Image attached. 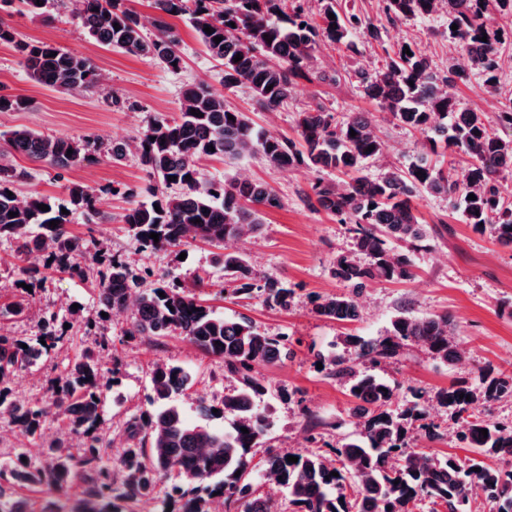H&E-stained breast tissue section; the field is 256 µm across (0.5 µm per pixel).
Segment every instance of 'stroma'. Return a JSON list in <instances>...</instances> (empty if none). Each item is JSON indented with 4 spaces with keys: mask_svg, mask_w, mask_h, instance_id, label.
<instances>
[{
    "mask_svg": "<svg viewBox=\"0 0 512 512\" xmlns=\"http://www.w3.org/2000/svg\"><path fill=\"white\" fill-rule=\"evenodd\" d=\"M348 5L380 26L382 40L360 42L355 54L342 47L320 46L316 51L320 65L323 70L340 72L338 82L299 81L288 104L273 112L261 110L250 90L243 86L230 95L232 105L247 112L265 132L292 138L296 135L297 111L318 102L339 113L375 111V104L362 96L350 74L361 67H382L387 52L402 43H419L440 69L446 68L449 61L465 60L460 47L446 35L445 13L391 24L384 15L383 0H348ZM8 22L26 40L51 42L90 58L100 73L101 86L94 92L54 90L32 80L13 49L0 45V94L18 96L27 102L23 110L0 112V131L27 127L49 136L83 138L94 146L129 142L151 117L177 112L185 84L203 80L215 92L223 90L216 62L206 54L189 23L181 18L173 21L184 57V66L177 72L168 71L154 60L96 43L63 8L51 9L43 16L15 12ZM115 94L122 98V107L112 106L111 97ZM381 137L383 154L365 170L370 177L376 176L384 164L406 162L427 139L424 133L403 129L387 120L381 123ZM13 163L28 173L17 186L23 196L38 193L60 201L66 199V188L74 182L98 190L97 218L90 221L83 214H73L71 231L83 238L94 237L133 268L149 271L147 285L175 276L188 285L195 275L205 276L209 284L200 297L217 313L247 316L268 335L285 336L292 341V361L262 371L271 391L267 403L272 424L260 447L253 449L247 468L258 495L283 500L278 486L263 475L260 461L269 449L287 452L311 447L305 432L308 422L316 424L318 442L313 447L326 455L331 454L338 440L357 433L345 386L318 372L313 355L332 349L337 337L345 333L367 338L384 335L400 301L411 302L418 314H451L465 358L448 367L411 350L400 363L382 369L384 376L397 386L399 397L409 396L414 390L432 393L472 380L478 368L485 366L512 373V249L499 247L475 233L451 213L445 199L429 196L416 202L423 223L432 229L433 240L430 250L417 253L414 258V279L370 287L359 298L360 320L341 325L316 317L311 311L312 299L343 292L344 284L331 275L330 266L337 254L350 250L351 237L333 216L313 210L304 202V194L310 192L319 177L309 166L280 171L252 157L242 158L232 166L218 158L200 163L204 178L218 179L237 172L268 182L279 194L282 206L267 211L263 234L242 237L234 244L260 275L276 278L293 289L290 307L278 310L267 308L258 300L233 295L206 244L195 243L182 251L140 250L123 222L132 200H147L146 189L151 183L135 156L119 162L101 156L70 171L57 170L20 154L14 156ZM44 276L43 285L35 290L25 314L8 320L13 334L34 335L45 312L64 317L74 303L82 306L84 316H96L99 305L90 281L52 268L45 270ZM130 316L127 310L112 316V341L107 347H98L90 336H73L36 366L17 372L12 383L16 402L46 398L51 379L69 361L83 351H96L104 369L118 371L116 383L102 398L104 417L111 420L115 436L106 455L112 463L118 461L125 446L121 435L125 421L146 406L156 364L172 363L191 373L193 385L180 396L179 403L192 422L200 421V407L219 405L225 391L237 385L235 379L225 376L222 361L202 354L182 337L167 336L153 342L126 338L124 331ZM58 438L70 443L75 440L55 416L46 417L42 435L36 439L23 437L8 418H0V465L10 463L19 452L28 463L43 464L49 444Z\"/></svg>",
    "mask_w": 512,
    "mask_h": 512,
    "instance_id": "1",
    "label": "stroma"
}]
</instances>
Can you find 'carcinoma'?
<instances>
[{
	"label": "carcinoma",
	"mask_w": 512,
	"mask_h": 512,
	"mask_svg": "<svg viewBox=\"0 0 512 512\" xmlns=\"http://www.w3.org/2000/svg\"><path fill=\"white\" fill-rule=\"evenodd\" d=\"M322 2L314 16L301 0H152L157 14L150 20L151 34L124 0H75L73 17L96 42L153 59L172 72L181 70L184 60L169 19L185 18L207 55L222 67L224 93L213 92L204 81L185 85L179 115L149 120L137 138L140 164L159 181L152 200L133 203L123 215L141 249L210 244L219 249L214 262L234 294L259 299L273 309H288L293 290L259 275L232 246L245 234H262L265 212L281 207L280 197L269 184L247 177L204 184L199 162L214 156L229 160L259 156L282 170L307 164L328 178L314 184L313 194L305 195V201L347 225L352 234V249L337 255L331 268L350 291L315 297L312 312L324 320L347 323L359 320L358 298L367 287L414 277L415 254L431 247V235L414 204L424 195L446 198L473 231L512 248V185L508 183L512 140L497 135L484 113L460 105L451 89L465 77L464 71L452 66L446 71L435 69L415 43L400 45L382 69L354 72L364 96L380 112L401 126L427 134L426 143L408 163L389 166L375 178L364 174L367 163L383 151L377 115L372 112H348L339 119L323 103L310 105L297 113L299 145L257 130L246 113L229 104L226 94L246 86L259 108L274 111L288 102L301 79L337 80L336 75L317 68L319 43L356 53L354 36L368 43L380 41L381 27L337 6L336 0ZM47 3L0 0L1 5L34 16L45 14ZM443 6L448 24L458 26L447 28L448 39L461 47L485 88L500 94V49L512 43V0H385L384 13L396 23L428 17ZM206 27L212 33L205 32ZM484 36L485 42L481 41ZM216 37L221 41L215 42ZM0 44L10 46L28 74L48 87L70 92L100 85L97 67L89 58L54 44L27 41L2 20ZM238 55L242 59L236 62ZM193 109L200 115L191 114ZM494 123L512 128V95L502 102ZM210 145L214 150H208ZM15 153L61 171L94 161L83 140L47 137L27 128L0 136V156ZM457 157L465 163L460 176ZM335 174L347 181L338 184L329 179ZM25 176L7 162L0 164V239L11 242L21 256H43L61 272L94 278L102 312L134 308L125 335L159 339L177 334L224 362V371L237 378L239 388L225 393L218 409L222 417L231 418L229 429L217 432L190 425L177 404V397L190 384V374L178 365H156L149 408L126 422L128 446L112 467L104 461L108 444L102 397L108 379L92 353L75 357L55 378L50 405H20L10 399L18 371L64 345L76 326L106 340L107 318L89 320L79 316L77 308L70 310L74 319L68 323L54 312L45 314L32 337L0 332V416L8 417L23 436L34 438L41 435L52 409L81 442L77 448L62 440L53 442L40 467L30 466L22 461L23 454H16L10 467L0 469V512H32L21 490L61 489L74 479L77 499L70 505L54 502L42 512H118L116 501L136 502L150 496L158 480L173 472L177 480L163 500L162 512H212L211 503L217 498L242 507L243 512H281L277 503L255 496L247 464L251 450L260 447L271 425L270 412L261 405L268 392L261 369L294 358L288 337L270 336L246 316L216 313L176 279L144 287L145 277L122 258L95 239L70 232V214L98 215L94 190L73 183L63 203L36 193L21 197L16 185ZM170 176L175 180H168ZM470 194L475 199H468ZM40 204L49 210L38 209ZM157 206L161 211L155 210ZM63 208L67 213L61 212ZM11 212L16 216H9ZM52 220L59 221L57 227L49 225ZM152 232L159 241L150 238ZM7 277L15 287L44 280L38 265ZM29 300V291L21 289L18 300L0 311V320L6 314L22 315ZM412 346L444 365L463 358L448 314L418 315L406 303L399 307L386 335L368 340L346 334L337 338L335 351L316 354L314 363L322 364L327 376L348 389L353 398L350 414L361 429L356 436L338 441L333 459L304 450L267 451L264 474L286 490L293 512H413L417 502L425 499L432 504L431 512L442 508L471 512L473 487L483 492L490 512H512V469L493 468L482 461L512 457V423L486 412L491 404L512 399V375L480 368L471 384L452 385L431 396L414 391L398 405L397 387L377 368L399 362ZM462 394L470 399L460 398ZM434 404L455 418L456 427L448 435L428 422ZM243 427L248 432H242ZM481 429L488 434L479 433ZM446 436L472 449L474 456L460 459L410 450L418 439L435 442ZM289 455L298 457V462L288 461Z\"/></svg>",
	"instance_id": "carcinoma-1"
}]
</instances>
